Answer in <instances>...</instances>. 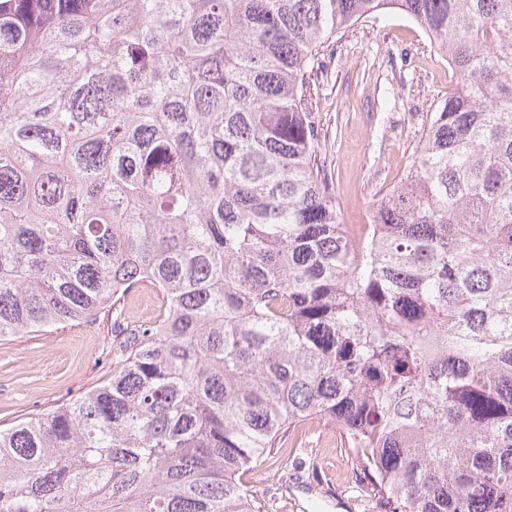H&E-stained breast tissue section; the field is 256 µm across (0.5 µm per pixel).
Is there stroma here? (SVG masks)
<instances>
[{
  "label": "stroma",
  "instance_id": "obj_1",
  "mask_svg": "<svg viewBox=\"0 0 512 512\" xmlns=\"http://www.w3.org/2000/svg\"><path fill=\"white\" fill-rule=\"evenodd\" d=\"M319 65L312 110L321 154L343 223L366 224L411 165L429 112L453 91L457 76L424 29L398 12L347 29L325 45ZM107 331L100 320L1 340L0 427L108 383ZM325 431L317 423L288 436L280 453L242 474L243 483L264 494L268 512H376L354 457ZM287 472L297 481L285 491Z\"/></svg>",
  "mask_w": 512,
  "mask_h": 512
}]
</instances>
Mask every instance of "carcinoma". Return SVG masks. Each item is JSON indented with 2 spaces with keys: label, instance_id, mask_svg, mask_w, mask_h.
<instances>
[{
  "label": "carcinoma",
  "instance_id": "carcinoma-1",
  "mask_svg": "<svg viewBox=\"0 0 512 512\" xmlns=\"http://www.w3.org/2000/svg\"><path fill=\"white\" fill-rule=\"evenodd\" d=\"M391 10L458 82L355 242L311 76ZM102 314L0 512H266L239 473L311 422L380 512H512V0H0V339ZM159 295L154 288H140L131 293L125 302V314L131 325H139L151 321L159 314ZM159 297H161L159 295Z\"/></svg>",
  "mask_w": 512,
  "mask_h": 512
}]
</instances>
